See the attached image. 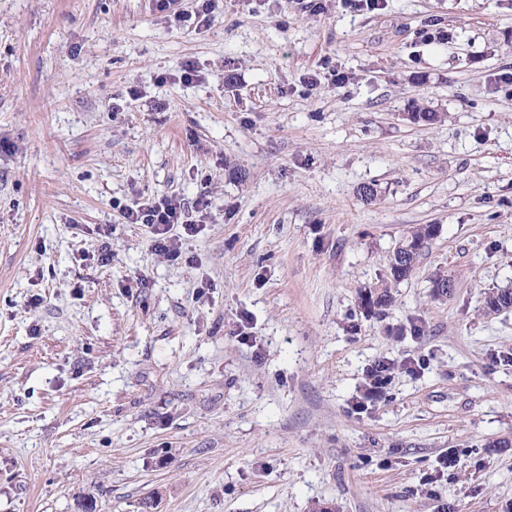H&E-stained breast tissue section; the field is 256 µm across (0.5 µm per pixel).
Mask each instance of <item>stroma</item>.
Wrapping results in <instances>:
<instances>
[{
  "label": "stroma",
  "instance_id": "35a3bbf8",
  "mask_svg": "<svg viewBox=\"0 0 512 512\" xmlns=\"http://www.w3.org/2000/svg\"><path fill=\"white\" fill-rule=\"evenodd\" d=\"M322 3L0 0V512H512V0ZM126 224H144L150 228L151 249L155 252L178 259L182 256V241L195 237L201 230L202 221L192 220L182 199L176 196H162L121 210ZM180 224L181 233H171L175 225ZM433 224H421L414 227L408 235L398 244L396 247L393 257L390 264L389 275L385 280H382L374 287H369V289H365L364 293H360V302L362 307L370 312L374 311H384L389 305L392 303V294H391V286L394 283H398L402 280H405L408 276L411 275L415 266L419 260V257L422 253H406V247H414L416 243H419L420 246L426 244L432 237V230L434 229ZM404 254L405 252V267L399 270V263L397 262V257ZM372 288V289H371Z\"/></svg>",
  "mask_w": 512,
  "mask_h": 512
}]
</instances>
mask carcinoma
I'll list each match as a JSON object with an SVG mask.
<instances>
[{
    "label": "carcinoma",
    "mask_w": 512,
    "mask_h": 512,
    "mask_svg": "<svg viewBox=\"0 0 512 512\" xmlns=\"http://www.w3.org/2000/svg\"><path fill=\"white\" fill-rule=\"evenodd\" d=\"M434 225L421 224L414 227L408 235L398 244L390 264L389 275L376 286L364 290L360 294L362 307L370 312L384 311L392 303L391 286L411 275L419 260L420 254L405 252V248L421 245L432 239ZM487 307L491 310H500L512 307V292H496L488 295Z\"/></svg>",
    "instance_id": "obj_1"
}]
</instances>
